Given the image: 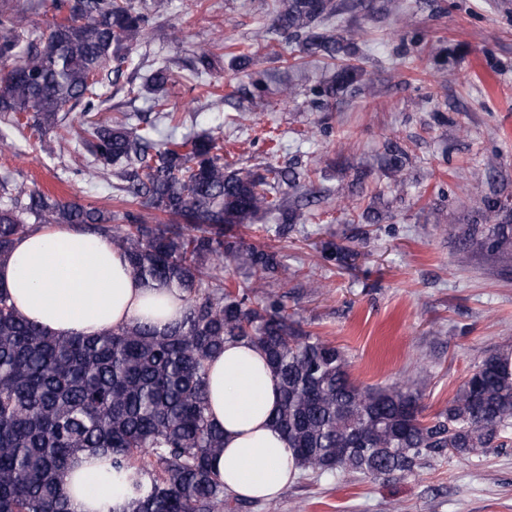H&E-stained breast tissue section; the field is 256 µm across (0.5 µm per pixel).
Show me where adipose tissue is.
Returning <instances> with one entry per match:
<instances>
[{"label":"adipose tissue","mask_w":512,"mask_h":512,"mask_svg":"<svg viewBox=\"0 0 512 512\" xmlns=\"http://www.w3.org/2000/svg\"><path fill=\"white\" fill-rule=\"evenodd\" d=\"M0 287L16 309L50 336H97L148 320L165 333L186 303L174 288L135 277L120 250L65 227L17 240L0 262ZM208 414L224 430L212 462L229 492L245 499L276 497L297 468L286 438L272 425L279 403L276 377L263 355L226 343L207 365ZM104 459L71 472L65 492L76 512H121V490L100 476Z\"/></svg>","instance_id":"obj_1"}]
</instances>
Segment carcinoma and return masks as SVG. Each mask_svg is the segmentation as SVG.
I'll use <instances>...</instances> for the list:
<instances>
[{
  "label": "carcinoma",
  "mask_w": 512,
  "mask_h": 512,
  "mask_svg": "<svg viewBox=\"0 0 512 512\" xmlns=\"http://www.w3.org/2000/svg\"><path fill=\"white\" fill-rule=\"evenodd\" d=\"M53 20L29 38L25 9L0 0V122L66 139L65 113L97 109L104 77L121 76L128 52L150 17L132 0H51ZM373 0H276L268 32L298 47L290 67L321 60L331 77L310 89L323 105L364 83L363 29L329 28L344 13L370 12ZM382 9L400 39L408 14L398 0ZM168 67L153 70L158 119L182 126L163 95ZM158 125L88 122L81 142L93 174L121 181L120 201L168 217L150 224L51 196L27 186L24 174L0 176V261L20 237L40 226L64 225L116 246L134 275L180 291L182 319L159 334L146 323L99 336L53 337L22 317L0 288V512H74L64 493L67 472L84 456L110 459L109 476L127 495L123 512H224L229 492L211 470L224 450V430L207 412V362L227 342L260 350L279 381L273 424L287 438L298 469L316 476L341 471L373 475L410 472L429 456H480L512 433V358L496 353L474 367L444 409L427 415L409 386L362 388L333 343L302 330L272 300L253 304L246 291L224 287L215 273L226 260L288 278V265L231 232L278 215L297 224L275 188L299 186L273 165L264 172L237 166L218 138L197 134L158 143ZM394 185L405 183L401 153L388 161ZM463 238L488 253L512 248V209L487 197Z\"/></svg>",
  "instance_id": "obj_1"
}]
</instances>
